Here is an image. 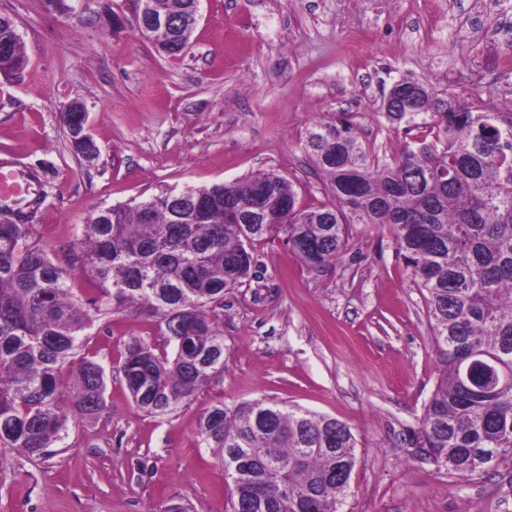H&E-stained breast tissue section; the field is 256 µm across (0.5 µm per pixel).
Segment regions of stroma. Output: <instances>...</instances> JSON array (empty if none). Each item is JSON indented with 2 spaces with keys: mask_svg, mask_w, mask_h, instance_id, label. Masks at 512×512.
<instances>
[{
  "mask_svg": "<svg viewBox=\"0 0 512 512\" xmlns=\"http://www.w3.org/2000/svg\"><path fill=\"white\" fill-rule=\"evenodd\" d=\"M77 21L46 0H0L25 68L0 75V170L34 239L59 262L95 209L166 187L272 170L302 205L330 203L302 149L317 118H347L380 162L413 148L383 100L398 81L512 111V0H201L180 55L132 26V0H89ZM120 17L103 27L99 13ZM82 101L100 154L86 161L59 121ZM224 372L164 415L136 407L119 369L126 345L159 341L157 319H95L105 411L75 417L35 458L0 447V512H230V479L199 447V412L256 399L351 427L358 466L342 512H512V463L460 477L415 447L437 379L425 299L389 227L357 224L342 258L304 263L284 239L258 244L248 281L224 294Z\"/></svg>",
  "mask_w": 512,
  "mask_h": 512,
  "instance_id": "obj_1",
  "label": "stroma"
}]
</instances>
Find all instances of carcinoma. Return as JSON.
<instances>
[{"label": "carcinoma", "mask_w": 512, "mask_h": 512, "mask_svg": "<svg viewBox=\"0 0 512 512\" xmlns=\"http://www.w3.org/2000/svg\"><path fill=\"white\" fill-rule=\"evenodd\" d=\"M152 11L193 23V0H148ZM10 43L0 74L25 65L21 36L0 16ZM399 122L415 147L381 164L345 119L318 120L303 149L334 199L302 207L293 184L264 171L230 183L163 188L96 210L69 249V266L29 241L32 225L0 224V446L42 455L62 439L75 410L107 409L104 370L86 353L96 314L135 307L159 319L164 346L126 348L121 371L139 409L175 410L224 371V336L209 313L224 291L250 277L254 247L283 236L309 264L336 261L353 224H387L426 310L439 362L434 392L415 432L448 473H482L512 461V380L484 388L463 377L475 355L512 373V113L438 101L404 81ZM71 147L86 160L97 145L79 139L76 114H60ZM180 191L201 196L208 223L169 205ZM288 199L279 224H251L255 194ZM239 217H224V197ZM87 287H74L75 275ZM182 323L184 334L174 331ZM174 345L173 353L166 347ZM199 446L232 481L231 512H340L358 464L345 423L300 405L255 400L214 405L198 418Z\"/></svg>", "instance_id": "cac0c4a2"}]
</instances>
